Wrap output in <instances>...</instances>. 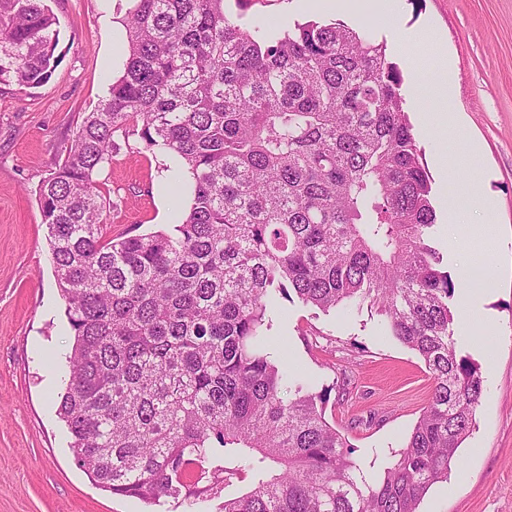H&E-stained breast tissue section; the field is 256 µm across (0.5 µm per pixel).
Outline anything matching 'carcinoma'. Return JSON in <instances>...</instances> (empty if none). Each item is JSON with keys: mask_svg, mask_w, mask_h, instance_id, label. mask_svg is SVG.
I'll return each instance as SVG.
<instances>
[{"mask_svg": "<svg viewBox=\"0 0 512 512\" xmlns=\"http://www.w3.org/2000/svg\"><path fill=\"white\" fill-rule=\"evenodd\" d=\"M127 57L39 188L74 333L57 413L101 489L184 512H419L448 478L483 380L458 354L456 282L385 48L341 23L245 27L224 0H131ZM45 0H0V85L59 63ZM176 155L172 232L106 237L93 174L114 136ZM377 306L433 381L397 460L369 480L323 413L328 390L267 352L268 315Z\"/></svg>", "mask_w": 512, "mask_h": 512, "instance_id": "cac0c4a2", "label": "carcinoma"}]
</instances>
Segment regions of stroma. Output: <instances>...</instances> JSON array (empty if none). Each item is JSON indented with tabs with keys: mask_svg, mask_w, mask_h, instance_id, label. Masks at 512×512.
Instances as JSON below:
<instances>
[{
	"mask_svg": "<svg viewBox=\"0 0 512 512\" xmlns=\"http://www.w3.org/2000/svg\"><path fill=\"white\" fill-rule=\"evenodd\" d=\"M355 11L304 10L301 0H224L242 24L264 18L285 31L295 22L344 20L386 48L402 72L404 109L432 186L437 239L453 280L482 262L495 277L479 287V327L454 322L458 352L477 366L483 393L459 464L431 487L420 512H512V0H400L387 27L353 0ZM59 32L60 62L35 89L0 88V512H165L136 498L112 496L74 463L57 414L73 333L56 285L48 229L38 192L68 155L87 112L121 75L129 0H47ZM414 35L413 62L397 45ZM457 62L456 105L415 101L410 65L442 55ZM457 112L449 129L448 112ZM112 161L93 178L106 200L112 236L167 229L188 207L170 180L175 155L147 148L135 134L116 133ZM470 210L466 226L448 224V185ZM497 207L486 214L469 189ZM376 309L324 313L300 300L284 302L271 329L274 358L314 390L329 389L326 420L371 477L397 458L427 403L432 380L423 360L383 330Z\"/></svg>",
	"mask_w": 512,
	"mask_h": 512,
	"instance_id": "obj_1",
	"label": "stroma"
}]
</instances>
